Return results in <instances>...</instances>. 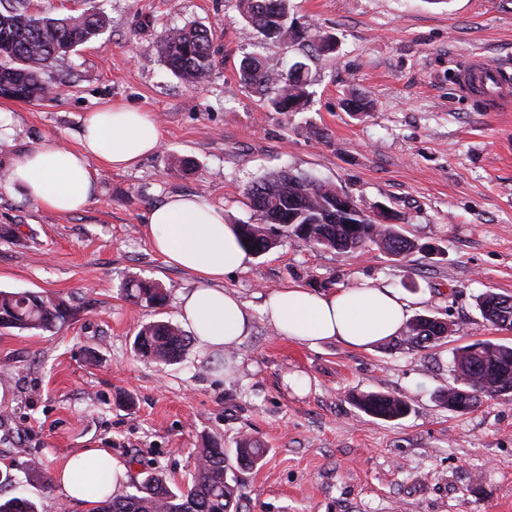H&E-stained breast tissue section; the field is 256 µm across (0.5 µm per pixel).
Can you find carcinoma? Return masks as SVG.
Returning a JSON list of instances; mask_svg holds the SVG:
<instances>
[{
    "label": "carcinoma",
    "instance_id": "obj_1",
    "mask_svg": "<svg viewBox=\"0 0 512 512\" xmlns=\"http://www.w3.org/2000/svg\"><path fill=\"white\" fill-rule=\"evenodd\" d=\"M244 19L271 40L288 35V0H239ZM105 17L95 10L77 15L47 17L30 8V0H9L0 11V96L25 101L44 99L48 84L45 72L65 59L79 44L96 37L105 27ZM157 50L165 65L191 85L205 81L216 67L214 35L205 28L191 26L164 31ZM240 82L261 95L270 112H287L292 102L309 97L304 73L294 68L280 69L266 60L246 57L239 64ZM249 206L261 217V224L240 225L242 244L255 255H263L284 240L310 248L354 252L375 243L391 256L406 258L416 244L395 224H374L361 210L341 214L336 208V188L313 181L291 170L271 173L249 185L244 192ZM126 297L150 308L165 305L168 290L147 280L127 283ZM483 318L492 326L512 327V297L486 293L479 299ZM73 316L72 306L62 299L25 291L0 290V327L23 331H52ZM437 325L421 315L409 320L402 343L428 348L440 342ZM189 337L169 321L142 325L134 349L143 358L157 363L179 361L189 346ZM464 388L453 393L472 409L486 396L499 393L497 381L503 374L512 380V347L483 342L481 356L461 354ZM354 405L366 415L384 421L406 417L410 404L395 396L367 393L353 397ZM265 449L243 438L235 448L236 465L229 463L221 443L210 441L197 450L199 466L190 487L172 489L161 472L153 473L136 492L108 497L93 512H239L237 478L228 476L233 467H255ZM12 476L0 474V512H38L36 504L20 496H7Z\"/></svg>",
    "mask_w": 512,
    "mask_h": 512
}]
</instances>
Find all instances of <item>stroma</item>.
Returning a JSON list of instances; mask_svg holds the SVG:
<instances>
[{
  "label": "stroma",
  "mask_w": 512,
  "mask_h": 512,
  "mask_svg": "<svg viewBox=\"0 0 512 512\" xmlns=\"http://www.w3.org/2000/svg\"><path fill=\"white\" fill-rule=\"evenodd\" d=\"M43 15L95 6L107 24L45 75L53 98L0 97V170L45 140L75 147L85 112L108 104L156 116L163 145L132 169L100 168L95 197L59 215L0 182V290L69 301L55 332L0 330V462L8 492L39 512H88L57 484L29 482L24 457L55 475L84 448H108L129 466L122 490L163 471L189 487L204 440L234 450L245 437L266 453L238 472L242 512H512V396L473 411L442 404L453 353L476 341L512 346L486 322L478 298L512 295V109L488 111L461 95L455 75L474 56L512 65V0H288L294 32L272 42L238 0H36ZM212 30L219 63L192 86L163 64L167 29ZM331 39L317 53L308 34ZM306 65L310 98L270 112L238 75L241 59ZM306 172L366 211L384 206L416 243L404 259L376 244L348 254L279 243L225 289L251 306V330L229 355L191 344L176 364L136 355L142 324L178 322L194 285L147 241L146 216L172 194L224 206L255 224L245 188L280 170ZM170 288L158 309L126 298L128 279ZM381 281L418 297L416 311L452 321L436 347L385 342L311 349L278 335L266 295L299 283L315 290ZM406 399L408 416L365 415L352 396Z\"/></svg>",
  "instance_id": "stroma-1"
}]
</instances>
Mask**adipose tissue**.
<instances>
[{
	"label": "adipose tissue",
	"instance_id": "adipose-tissue-1",
	"mask_svg": "<svg viewBox=\"0 0 512 512\" xmlns=\"http://www.w3.org/2000/svg\"><path fill=\"white\" fill-rule=\"evenodd\" d=\"M82 124L78 147L46 141L16 156L8 185L20 186L43 209L74 213L94 198L93 161L126 170L162 145L153 115L134 108L100 107L87 112ZM147 224L151 249L194 278L193 288L180 296L179 317L192 327L198 343L213 352L240 343L252 316L222 282L226 274L246 269L252 256L223 208L198 195L176 194L150 209ZM413 303L372 280L320 293L294 284L271 293L262 312L279 335L297 344L313 348L337 341L363 350L400 335ZM128 472L127 464L109 450L88 448L69 458L55 481L67 500L95 505L120 489Z\"/></svg>",
	"mask_w": 512,
	"mask_h": 512
}]
</instances>
